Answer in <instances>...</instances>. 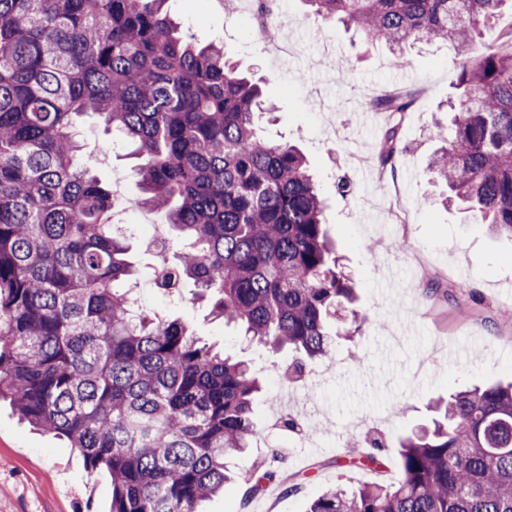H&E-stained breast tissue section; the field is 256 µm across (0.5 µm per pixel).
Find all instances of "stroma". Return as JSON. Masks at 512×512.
<instances>
[{"label":"stroma","instance_id":"1","mask_svg":"<svg viewBox=\"0 0 512 512\" xmlns=\"http://www.w3.org/2000/svg\"><path fill=\"white\" fill-rule=\"evenodd\" d=\"M167 9L196 42H222L241 70L261 78L274 108L259 133L289 142L306 156L341 270L357 288L367 321L356 343L338 342L332 358L310 365L300 381L283 383L290 358L250 344L235 327L195 301L162 296L152 284V230L140 213L126 215L144 309L187 323L215 349L247 360L263 384L255 403L261 435L233 458L235 471L262 460L277 481L250 495L243 483L202 503V512H303L333 486L398 478L397 451L382 449V470L360 461L353 439L370 430L398 438L429 416L430 401L484 379L512 377V238L492 233L474 212L444 205L443 182L429 164L450 126L443 108L454 90L452 46L414 44L398 68L382 46H366L354 30L321 21L304 0H286L287 50L255 40L249 0H168ZM423 95L400 131L403 151L381 167L378 147L388 127L371 111V94L394 85ZM84 151L95 153L108 187L138 194L136 158L113 142L97 118L77 120ZM349 193H340L339 181ZM428 206H420L424 195ZM291 410L310 437L285 430L277 416ZM112 482L89 468L61 437L24 422L0 404V512H110Z\"/></svg>","mask_w":512,"mask_h":512}]
</instances>
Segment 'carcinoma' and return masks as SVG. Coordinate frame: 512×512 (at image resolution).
I'll list each match as a JSON object with an SVG mask.
<instances>
[{"label": "carcinoma", "mask_w": 512, "mask_h": 512, "mask_svg": "<svg viewBox=\"0 0 512 512\" xmlns=\"http://www.w3.org/2000/svg\"><path fill=\"white\" fill-rule=\"evenodd\" d=\"M167 0H0V400L65 438L112 476V512H198L231 480L226 459L259 429L248 363L189 326L133 309L127 237L112 193L76 140L92 113L141 159L143 196L161 214L174 262L166 295L196 298L257 344L294 354L286 380L330 358V319L355 289L338 269L305 156L256 132L261 87L182 33ZM393 62L406 46L456 51L451 128L432 167L448 199L512 238V26L487 46L481 26L512 0H304ZM414 96L372 102L396 115L382 165L400 151ZM432 424L398 439L390 485L325 490L305 512H512V383L440 400ZM275 478L238 479L253 494Z\"/></svg>", "instance_id": "obj_1"}]
</instances>
